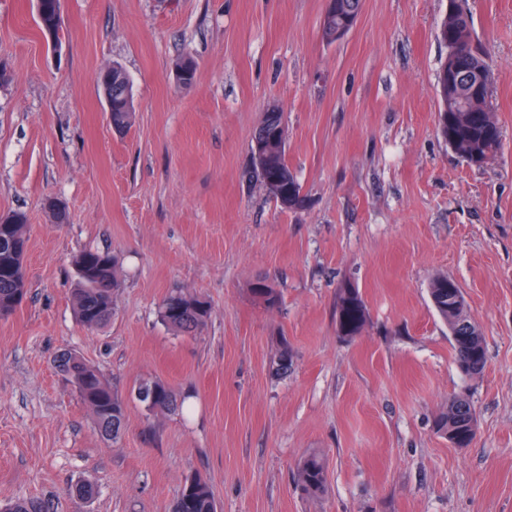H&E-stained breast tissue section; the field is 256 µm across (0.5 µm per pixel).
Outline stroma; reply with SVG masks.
<instances>
[{"mask_svg":"<svg viewBox=\"0 0 512 512\" xmlns=\"http://www.w3.org/2000/svg\"><path fill=\"white\" fill-rule=\"evenodd\" d=\"M326 0H60V49L34 0H0V216L29 224L28 294L0 319V503L54 512H170L188 475L219 512H512V0H467L493 74L502 147L459 158L436 133L437 28L448 0H364L340 41L322 37ZM191 57V85L173 78ZM117 65L134 116L109 120L98 84ZM288 129L306 197L281 209L243 172L269 105ZM68 212L54 223L44 206ZM114 254L111 324L72 310L74 260ZM453 279L487 347L459 372L429 298ZM280 294L266 308L250 288ZM361 293L360 335L336 330L341 288ZM203 295L212 313L181 336L163 299ZM287 340V374L269 369ZM95 365L126 400L106 445L54 367L62 349ZM159 379L193 405L154 415L133 388ZM467 395L469 447L435 417ZM327 465L318 498L297 485L302 457ZM96 495L76 504L72 489Z\"/></svg>","mask_w":512,"mask_h":512,"instance_id":"stroma-1","label":"stroma"}]
</instances>
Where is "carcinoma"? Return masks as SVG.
Returning a JSON list of instances; mask_svg holds the SVG:
<instances>
[{"label": "carcinoma", "mask_w": 512, "mask_h": 512, "mask_svg": "<svg viewBox=\"0 0 512 512\" xmlns=\"http://www.w3.org/2000/svg\"><path fill=\"white\" fill-rule=\"evenodd\" d=\"M59 10V0H44L43 20L40 27L49 34ZM437 39L448 49V60L456 67V78L461 93L453 96L448 92L444 69L437 75L436 94L439 99L438 130L446 142L454 144L453 152L472 166L481 167L492 160L502 145V134H493L488 126H498L493 113L472 112L470 120H463L469 109L466 90L468 82L482 73L486 83H492L491 71L480 46L476 43L471 21L448 10L439 26ZM178 79L189 84L194 80L195 65L190 59L175 64ZM102 90H112V127L117 131L131 123L134 107L130 81L124 70L114 65L99 79ZM283 112L277 106L263 114L254 129L252 141L267 139L269 155L276 171V181L265 182L256 165L245 171V176L258 182L268 196L283 209L304 205L302 184L288 164L287 140L282 138ZM28 242L27 217L22 212L3 216L0 224V318L13 314L27 295V278L24 265ZM78 288L73 305L77 321L86 329L95 330L107 326L112 320L113 298L119 288L116 259L107 251L86 249L75 260ZM256 302L271 308L278 304V293L270 284L263 291L250 288ZM432 305L440 318L448 325L453 339L455 361L460 373L468 378L479 376L486 365L487 350L484 336L477 329L468 313L461 289L446 276L432 280L429 288ZM161 321L182 336H194L211 316L209 302L198 295L183 291L171 292L161 304ZM367 321L365 303L356 288L346 287L339 291L336 300V329L339 335L353 337L360 334ZM55 368L74 385L79 399L91 412L96 429L102 438L116 443L126 430V405L104 379L101 371L87 363L81 356L65 350L56 356ZM271 372L282 375L288 372V344H280L270 365ZM135 398L154 413H169L178 408L177 397L161 380L142 381L135 389ZM438 433L454 445L464 448L474 438L476 426L474 410L470 402L456 397L448 403V409L437 416L434 423ZM299 486L308 494H319L327 485V470L323 458L308 455L297 472ZM0 512H50L37 500L5 502ZM173 512H218L212 490L206 479L191 476L173 504Z\"/></svg>", "instance_id": "cac0c4a2"}]
</instances>
